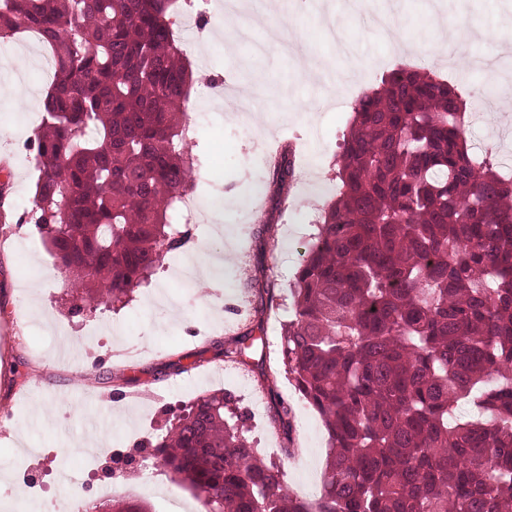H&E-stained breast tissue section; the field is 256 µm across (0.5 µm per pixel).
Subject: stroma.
I'll return each instance as SVG.
<instances>
[{
  "mask_svg": "<svg viewBox=\"0 0 512 512\" xmlns=\"http://www.w3.org/2000/svg\"><path fill=\"white\" fill-rule=\"evenodd\" d=\"M438 27L424 24L432 0H400L396 12L413 41L400 47L382 39L364 17L346 12L339 0H286L283 9L267 13L251 29L262 39L267 25L283 28L311 59L332 61L324 83L302 70L297 57L270 49L253 56L249 45L225 43L217 32L224 24L240 25V15H224L211 5L203 30L176 22L174 31L193 68L204 77L234 80L245 87L261 75L259 107L251 115L235 112V100L216 89L193 94L187 107L194 120L188 147L199 159L194 172L202 201L220 199L211 224L191 225L192 244L213 251L230 250L221 285L206 289L205 278L183 286L166 267L173 253L162 254L148 282L128 301L74 315L75 291L65 279L40 277L54 258L41 232L21 238L14 225L0 224V512H58L60 505L81 496L87 506L111 503L96 487L113 454L132 453L142 443L165 433L174 416L198 396L220 390L234 395L239 410L251 405L238 396V377L261 401L278 393L289 404L299 395L285 372L265 379L278 345L256 350L242 367L225 357L244 333L256 326L262 301L274 300L279 320L292 303L290 285L302 255L317 232V209L336 192L334 175L342 135L352 119L351 72H359V88L380 85L397 65L421 68L457 85L474 125L488 144L497 138L485 120L483 104L472 96L481 77L469 64L436 63L431 45L440 33L460 34L467 51L494 54L512 45V22L502 21V0H447ZM48 50L30 34L0 43V88L15 81L44 91L39 74ZM310 111L300 112V103ZM40 108L0 98V154H6L9 202L16 213L33 206L35 174L24 148L41 121ZM304 135L321 156V185L292 187L287 204H279L267 174L255 171L257 140L295 143ZM272 227V240L254 237L258 221ZM218 311L203 314L204 305ZM184 373H176V366ZM299 453L281 454L283 441L273 433L270 416L248 420L245 431L262 460L280 463L285 488L297 492L308 475H321L326 436L320 417L293 418ZM40 471L35 494L22 493L20 471ZM194 493L168 468L155 465L149 484L138 493L150 512H174L175 504Z\"/></svg>",
  "mask_w": 512,
  "mask_h": 512,
  "instance_id": "obj_1",
  "label": "stroma"
}]
</instances>
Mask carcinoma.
<instances>
[{
  "mask_svg": "<svg viewBox=\"0 0 512 512\" xmlns=\"http://www.w3.org/2000/svg\"><path fill=\"white\" fill-rule=\"evenodd\" d=\"M174 15L173 0H0V42L36 33L55 72L28 140L34 207L17 223L53 225L78 313L122 301L187 236L195 78ZM352 112L281 327L282 364L327 435L319 495L286 492L279 466L257 462L222 392L184 408L154 457L209 512H506L512 183L468 147L463 101L427 71L392 70ZM271 175L284 192L289 147ZM256 342L226 355L245 365ZM269 395L294 454L293 409ZM112 512L147 508L118 498Z\"/></svg>",
  "mask_w": 512,
  "mask_h": 512,
  "instance_id": "obj_1",
  "label": "carcinoma"
}]
</instances>
